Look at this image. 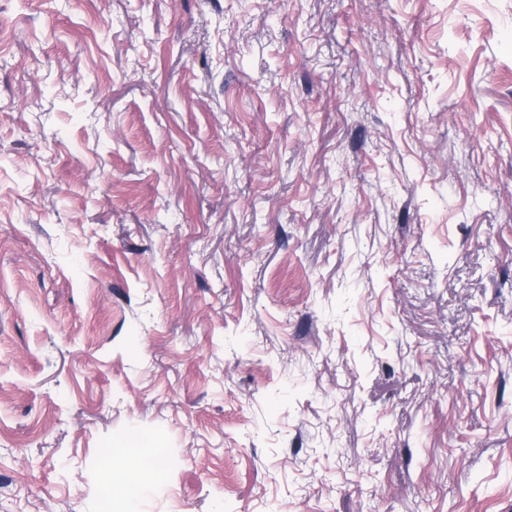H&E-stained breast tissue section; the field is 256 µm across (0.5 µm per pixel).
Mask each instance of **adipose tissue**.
Here are the masks:
<instances>
[{"mask_svg":"<svg viewBox=\"0 0 512 512\" xmlns=\"http://www.w3.org/2000/svg\"><path fill=\"white\" fill-rule=\"evenodd\" d=\"M158 466L156 449L147 441L129 446L127 457L109 459L104 466L103 477L111 482L113 491L133 503L154 482Z\"/></svg>","mask_w":512,"mask_h":512,"instance_id":"1","label":"adipose tissue"}]
</instances>
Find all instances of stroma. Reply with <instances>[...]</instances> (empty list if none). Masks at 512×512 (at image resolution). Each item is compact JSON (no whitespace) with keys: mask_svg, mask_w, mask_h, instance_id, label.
Returning a JSON list of instances; mask_svg holds the SVG:
<instances>
[{"mask_svg":"<svg viewBox=\"0 0 512 512\" xmlns=\"http://www.w3.org/2000/svg\"><path fill=\"white\" fill-rule=\"evenodd\" d=\"M0 34V512H512V0ZM128 447L125 456H115L107 461L104 466L103 477L107 482H112L113 493L115 491L120 492L126 501L134 506L139 495L154 482L159 466V458L155 446L149 441ZM130 456L140 462L137 476L133 481L118 483L117 476L126 467Z\"/></svg>","mask_w":512,"mask_h":512,"instance_id":"35a3bbf8","label":"stroma"}]
</instances>
